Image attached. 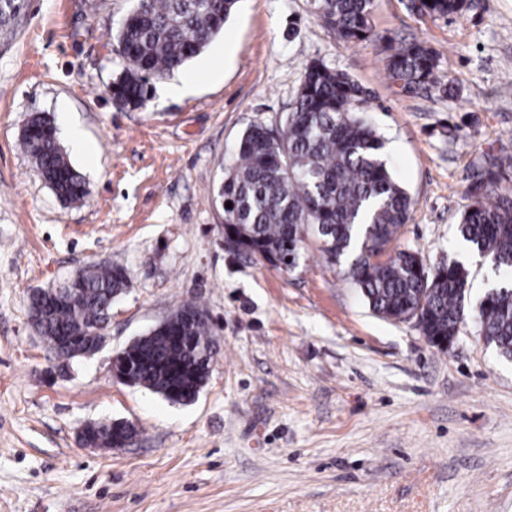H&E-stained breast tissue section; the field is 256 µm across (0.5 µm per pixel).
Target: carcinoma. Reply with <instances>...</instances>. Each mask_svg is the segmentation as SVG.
Here are the masks:
<instances>
[{
	"instance_id": "1",
	"label": "carcinoma",
	"mask_w": 512,
	"mask_h": 512,
	"mask_svg": "<svg viewBox=\"0 0 512 512\" xmlns=\"http://www.w3.org/2000/svg\"><path fill=\"white\" fill-rule=\"evenodd\" d=\"M146 0L115 32L123 68L112 82V98L133 107L148 97L149 80L170 73L199 55L223 30L238 0ZM25 0H0V31H14ZM316 19L344 43L374 38L373 0H311ZM468 0H409L408 9L430 18L461 17ZM389 77L407 90L438 83L439 53L425 42L382 36ZM366 91L348 74L321 62L309 63L293 111L278 128L247 127L235 146L234 164L217 188L232 203L224 218L237 229V252L260 255L272 266L293 270L308 234L321 242L327 262L346 264L347 274L369 308L386 320L417 322L440 351L454 343L469 312L466 269L456 261L430 266L419 254L397 245L415 201L396 181L383 158V142L364 117ZM51 119L34 116L21 145L58 198L75 202L86 194ZM512 162L497 159L481 175L484 198L461 215L458 232L501 277L477 308L479 333L499 355L512 361V195L498 192L497 172ZM386 254L375 262L372 256ZM127 287L120 267L90 264L70 278L67 296L50 302L51 292L29 296L39 331L59 357L92 348V331L102 312ZM182 340L154 328L123 351L132 384L171 402L188 403L210 374L218 342L203 307L188 303L173 314ZM137 434L125 421L88 425L85 440L99 448H123Z\"/></svg>"
}]
</instances>
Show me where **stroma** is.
I'll use <instances>...</instances> for the list:
<instances>
[{"mask_svg": "<svg viewBox=\"0 0 512 512\" xmlns=\"http://www.w3.org/2000/svg\"><path fill=\"white\" fill-rule=\"evenodd\" d=\"M374 0L376 33L440 54V86L405 92L381 45L345 44L310 0H238L223 31L137 108L109 86L113 34L135 0H27L0 36V512H512V362L461 326L447 352L377 317L307 236L294 271L224 243L214 196L253 123L290 112L306 65L347 72L416 206L400 247L462 263L472 300L496 280L456 234L477 173L512 156V0H473L454 21ZM187 81L188 94L166 96ZM49 114L87 186L62 204L20 146ZM456 137H449V130ZM95 262L122 267L95 354L62 364L35 331L33 289ZM220 351L179 404L116 381L113 355L186 303ZM132 422L125 448H84L80 429Z\"/></svg>", "mask_w": 512, "mask_h": 512, "instance_id": "obj_1", "label": "stroma"}]
</instances>
